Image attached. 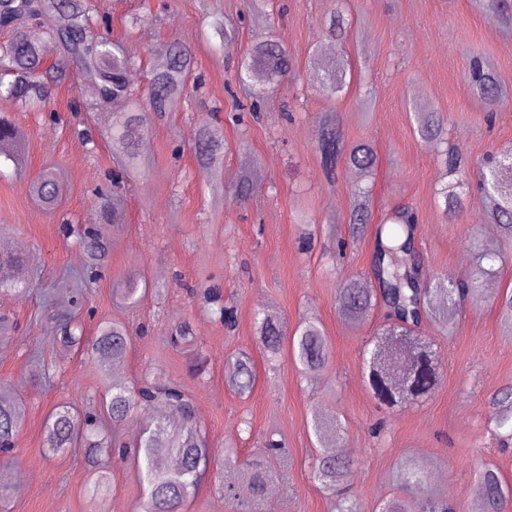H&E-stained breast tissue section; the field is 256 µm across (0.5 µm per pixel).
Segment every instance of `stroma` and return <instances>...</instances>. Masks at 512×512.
I'll use <instances>...</instances> for the list:
<instances>
[{
  "label": "stroma",
  "instance_id": "obj_1",
  "mask_svg": "<svg viewBox=\"0 0 512 512\" xmlns=\"http://www.w3.org/2000/svg\"><path fill=\"white\" fill-rule=\"evenodd\" d=\"M94 18L110 22L112 40L134 58L131 87L146 97L150 60L173 41L188 48L202 80L174 112L150 118L140 178L121 192L124 215L102 228L106 257L97 279L84 276L83 228L99 222L103 194L112 191L117 164L102 130L126 105L98 104L96 89L70 74L54 86L46 107L21 111L0 95V113L27 133L28 162L0 166V249L23 252L32 274L25 294L0 293V316L15 329L0 341V395L22 400L26 414L15 441L11 481L16 492L8 512H137L143 490L131 458L115 453L107 463L111 491L87 493L82 449L56 456L42 446L46 416L58 405L84 411L106 384L88 357L58 338L52 315L71 313L93 336L104 321L125 323L131 346L119 375L132 382L152 373L190 392L209 445L238 449L248 460L266 435L288 448V480L274 482L269 512H329L325 493L309 477L316 441L311 413L336 416L337 442H351L355 468L347 487L362 512H375L395 494L390 475L405 456L427 467L431 489L454 491L462 512H482L475 497L479 465L497 469L512 483V447H500L491 397L512 386V336L500 321L498 296L512 289V241L487 233L486 198L475 188L487 153L512 147V110L495 112L469 87L473 57L512 90V28L488 19L473 0H275L272 16L247 0H90ZM352 19L344 48H328L326 27L334 7ZM223 20L232 42L215 37L210 23ZM276 40L297 72L252 106L234 78L243 48ZM346 56L353 82L346 95L319 92L309 60ZM442 113L448 140L462 160L468 184L463 210L454 220L438 209L437 191L446 171L436 149L415 131V110ZM335 112L347 144L372 143L379 165L372 185L374 217L407 207L418 216L417 250L425 271L461 277L472 270L473 243L499 247L507 261L465 304L453 335L430 321L421 333L433 342L443 379L423 402L378 408L362 376L365 341L383 322L381 310L353 325L341 320L337 294L349 279L369 277L372 235L350 239L348 216L356 185L350 167L328 183L316 147L315 120ZM224 132V156L216 181H208L195 158L203 120ZM53 172L63 186L56 210L32 195L37 174ZM253 171L245 202L231 199L235 177ZM310 233L311 249L299 237ZM147 291L136 306L116 294L130 277ZM221 289L234 306V330L205 310L199 289ZM276 310L288 325L320 319L330 342L327 365L304 379L289 356L276 366L256 363L258 381L245 396L231 386L227 367L241 351L257 356L253 315ZM188 324L206 361L200 376L189 373L183 354L167 338ZM53 366L49 380L34 378L36 359Z\"/></svg>",
  "mask_w": 512,
  "mask_h": 512
}]
</instances>
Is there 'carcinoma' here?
Listing matches in <instances>:
<instances>
[{
    "instance_id": "1",
    "label": "carcinoma",
    "mask_w": 512,
    "mask_h": 512,
    "mask_svg": "<svg viewBox=\"0 0 512 512\" xmlns=\"http://www.w3.org/2000/svg\"><path fill=\"white\" fill-rule=\"evenodd\" d=\"M486 17L503 26L512 27V3L508 0H478ZM16 29L22 23L48 28L46 42L34 41L15 34L0 48V93L16 100L25 109H34L47 93L46 81L66 78V64L73 65L83 79L101 91L99 102L122 100L128 111L116 112L112 126L104 138L112 146V154L124 159L122 169L135 173L145 139V119L127 80L132 58L124 45L100 39L92 31V22L86 0H0V24ZM348 20L341 11L330 18L326 37L344 40ZM58 55L61 63L48 66L47 58ZM191 54L176 42L169 43L154 61L148 106L157 116L172 111L186 92L191 75ZM311 66L319 87L331 96L347 93L350 82L347 74L350 63L345 59L326 61L315 56ZM294 68L291 57L272 41L256 43L245 49L238 60L236 78L245 85L252 83L258 92L277 84ZM470 85L480 99L493 102L503 109L512 107V98L504 92L492 71L474 61L470 71ZM419 137L435 144L444 156L450 174L457 172L454 149L444 141L445 120L439 112L415 114ZM317 147L329 179H335L336 165L345 158L360 172L366 186L352 193L349 214V232L358 237L373 222L372 195L367 184L372 182L378 166V157L368 142L345 146L340 131V119L334 112L317 118ZM0 158L17 169L26 165L25 138L21 128L5 116L0 117ZM224 151L223 136L205 123L195 148L199 167L213 174L218 155ZM488 200L486 217L500 227L502 234L512 238V151L482 177ZM461 183L445 184L438 192V207L446 218L457 216L463 208ZM33 195L50 209L57 208L62 189L48 171L41 172L31 183ZM415 215L405 208L394 211L375 224V250L371 273L379 287L353 279L343 284L338 292V313L355 321L381 308L385 324L365 342L362 370L365 382L374 399L387 408L417 404L438 387L441 364L434 346L419 332L422 319L431 318L442 330L454 328L459 305L470 298H481L480 280L497 274L495 263L499 252L491 247L473 249L474 274L468 279L436 277L423 271L421 258L413 247ZM85 246L97 266L104 257L99 234L89 231ZM9 267L12 274L0 275V291L22 293L28 285L23 255L15 252L0 254V269ZM204 299L217 306L214 313L232 330L236 324L233 306L221 303L220 291L210 288ZM257 343L273 359L283 345H289L292 360L302 369L315 375L329 360V343L325 328L316 317L300 321L289 333L280 318L269 311L254 314ZM82 327L67 316L57 319L59 339L72 346H85ZM192 333L187 325L176 327L169 336L171 347L182 349L190 345ZM131 344L128 327L121 322H102L91 341V355L97 372L107 379V393L100 406L101 417L78 415L65 405L55 407L43 427V447L54 455L64 454L80 445L90 473L89 494L95 498L107 491L112 474L104 460L109 445H117V438H109L105 422L122 426L138 410H149L152 421L131 441L132 456L144 488L140 512H181L182 506L194 497L203 484L210 461L215 458L197 421L193 398L177 385L163 384L150 374L141 377L138 386L129 385L119 377H110L111 365L123 359ZM401 353L408 355V375L394 373L393 364ZM234 390L245 395L255 385L256 372L253 357L241 353L229 364ZM498 410V427L512 426V387L501 389L493 398ZM25 415V406L18 399L0 397V451L13 447ZM332 421L317 411L312 429L321 444L311 463L314 481L332 498L331 512H360L357 502L343 496L352 467L324 444V433ZM220 488L224 497L235 502L237 512H260L271 483L288 469V456L282 441L269 435L263 447L243 463L238 450L224 448ZM8 458L0 460V502L10 500L15 487L7 470ZM397 494L383 501L380 512H459L457 504L446 497L429 492V475L423 463L411 456L402 459L393 475ZM475 493L483 512H502L506 500L512 496V487L505 485L498 472L489 466L478 471Z\"/></svg>"
}]
</instances>
